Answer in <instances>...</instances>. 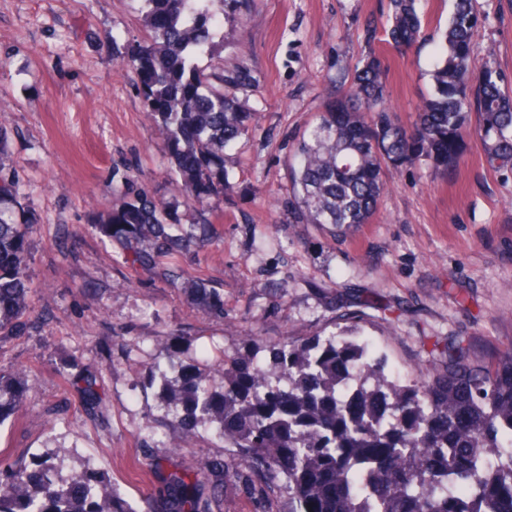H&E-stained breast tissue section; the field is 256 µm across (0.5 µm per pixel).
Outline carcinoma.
<instances>
[{
    "label": "carcinoma",
    "mask_w": 512,
    "mask_h": 512,
    "mask_svg": "<svg viewBox=\"0 0 512 512\" xmlns=\"http://www.w3.org/2000/svg\"><path fill=\"white\" fill-rule=\"evenodd\" d=\"M222 5L221 17L210 12ZM150 39L121 58L133 70L145 110L166 133L172 176L197 221L182 224L131 175L123 203L88 231L117 245L123 263L194 292L208 315L224 318V299L202 279L180 281L170 260L197 253L217 238L211 202L233 191L224 150L249 134L255 113L224 89L251 86L246 70L224 79L212 30L218 20L243 23L255 0H140ZM480 19L473 0H454L431 91L411 125L388 111L384 71L368 56L356 67L346 99L321 113L297 141L288 163L296 224H321L346 237L369 223L387 190L386 171L425 157L457 169L470 132L485 144L496 172L512 171V79L471 54ZM417 0H390L387 35L412 45L421 36ZM209 63L200 64V57ZM479 124L471 128V112ZM0 339L34 328L28 299L35 218L19 200L15 173L1 148ZM435 371L419 365L410 383L388 380L387 360L354 340L284 337L265 355L223 354L224 380L183 365L169 346L151 367L164 418L184 443L214 424L227 458L213 460V498L224 480L246 479L263 495L281 480L288 512H512V343L488 361L464 341L441 351ZM85 405L103 414L97 378L82 379ZM30 386L19 367L0 369V425L18 416ZM199 475L174 476L166 503L178 512H211L194 490ZM0 512H136L87 469L68 472L47 452L37 460L0 463Z\"/></svg>",
    "instance_id": "obj_1"
}]
</instances>
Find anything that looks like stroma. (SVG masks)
I'll list each match as a JSON object with an SVG mask.
<instances>
[{
    "mask_svg": "<svg viewBox=\"0 0 512 512\" xmlns=\"http://www.w3.org/2000/svg\"><path fill=\"white\" fill-rule=\"evenodd\" d=\"M421 9L422 38L408 48L387 42L388 0H256L243 27L216 28L225 75L246 69L254 79L239 96L255 126L224 153L236 190L214 204L224 213L215 243L174 263L217 288L218 320L187 289L113 260L86 231L122 202L126 174L176 203L181 222L194 218L171 177L165 132L119 64L128 43L150 35L139 0H0V123L21 200L37 218L30 301L42 321L0 341V366H23L31 386L22 416L0 426V458L56 452L64 469H94L145 512L169 475L230 454L210 425L194 447L170 448L174 432L148 383L156 337H179L181 359L210 374L215 352L246 353L247 337L261 347L339 325L374 339L403 382L435 343L462 338L484 357L512 342V175L487 168L477 135L465 138L454 172L422 159L388 176L376 215L347 238L288 221L293 146L342 98L358 62L382 60L390 111L413 120L453 0H422ZM475 9L474 60L512 76V0H475ZM65 231L76 234L75 251L57 247ZM99 368L102 420L71 385ZM215 509L288 512V490L267 499L228 481Z\"/></svg>",
    "mask_w": 512,
    "mask_h": 512,
    "instance_id": "35a3bbf8",
    "label": "stroma"
}]
</instances>
